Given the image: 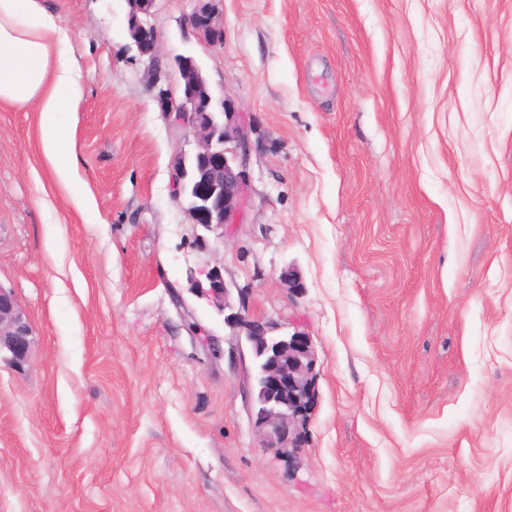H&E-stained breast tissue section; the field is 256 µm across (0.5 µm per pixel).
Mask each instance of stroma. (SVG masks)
<instances>
[{
    "label": "stroma",
    "mask_w": 512,
    "mask_h": 512,
    "mask_svg": "<svg viewBox=\"0 0 512 512\" xmlns=\"http://www.w3.org/2000/svg\"><path fill=\"white\" fill-rule=\"evenodd\" d=\"M58 4L95 206L55 188L38 113L0 106V287L33 330L23 368L0 359V512H512V0H219L216 46L159 0L165 61L194 56L253 127L221 239L172 198L184 139L125 0ZM217 263L311 338L297 462L259 448L190 287Z\"/></svg>",
    "instance_id": "1"
}]
</instances>
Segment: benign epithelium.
Here are the masks:
<instances>
[{
	"label": "benign epithelium",
	"mask_w": 512,
	"mask_h": 512,
	"mask_svg": "<svg viewBox=\"0 0 512 512\" xmlns=\"http://www.w3.org/2000/svg\"><path fill=\"white\" fill-rule=\"evenodd\" d=\"M127 32L131 46L145 63V83L158 89L156 96L169 125L193 141L190 153L181 149L172 168L173 198L191 223L224 236L229 224L241 223L248 204V162L253 148L252 128L223 98L220 106L202 101L200 87L207 84L202 67L191 56L174 60L179 95L171 96L158 85L167 71L161 67L158 35L146 40L142 34L155 30L152 18L158 0H126ZM187 33L208 43L222 32L220 14L213 0H195L183 15ZM191 287L219 311H229L224 323L232 326L236 343L229 359H249L243 383L247 412L258 436L259 448L276 457L295 459L306 445L307 425L317 401L316 360L310 337L299 329L283 332L269 321L250 317L244 298L230 301L221 266L190 275ZM32 327L19 309L12 292L0 286V354L9 355L17 367L28 361Z\"/></svg>",
	"instance_id": "benign-epithelium-1"
}]
</instances>
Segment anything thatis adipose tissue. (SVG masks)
Instances as JSON below:
<instances>
[{"mask_svg": "<svg viewBox=\"0 0 512 512\" xmlns=\"http://www.w3.org/2000/svg\"><path fill=\"white\" fill-rule=\"evenodd\" d=\"M83 96L80 58L61 14L46 0H0V104L39 112L44 157L81 211L94 204L73 190L80 155L72 119Z\"/></svg>", "mask_w": 512, "mask_h": 512, "instance_id": "1", "label": "adipose tissue"}]
</instances>
